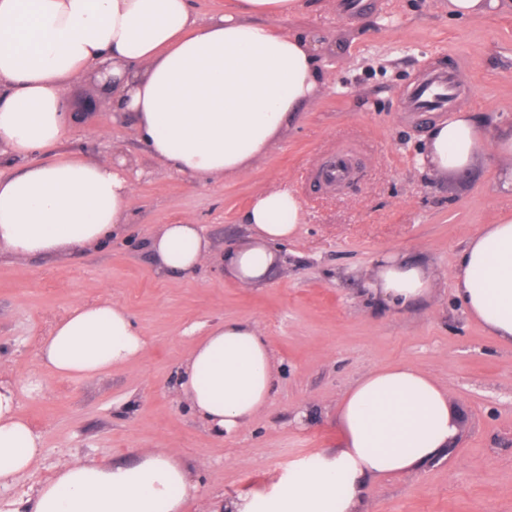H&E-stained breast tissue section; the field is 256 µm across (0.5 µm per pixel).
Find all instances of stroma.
<instances>
[{
	"mask_svg": "<svg viewBox=\"0 0 512 512\" xmlns=\"http://www.w3.org/2000/svg\"><path fill=\"white\" fill-rule=\"evenodd\" d=\"M273 26L322 43L327 69L316 100L296 114L245 175L204 180L168 168L118 120L91 74L67 88L61 140L26 156L0 148V174L77 156L125 160L135 186L122 232L100 247L56 256L0 254V382L43 439V458L0 488L26 501L65 457L129 463L168 448L198 484L185 512L227 495L266 491L294 467L340 444L336 402L374 367L417 365L446 387L461 414L454 449L424 470L370 481L368 512H512V347L489 336L454 293L458 258L481 225L512 212L486 151L471 169L443 176L417 165L436 115L405 109L409 87L449 54L467 55L456 109L486 137L512 125V0L487 18L459 20L448 0H314ZM353 147L356 177L314 186L312 171ZM303 213L297 237L260 286L239 287L219 259L243 242L253 197L280 179ZM199 224L215 260L195 275L158 272L147 247L161 225ZM421 261L431 291L405 307L378 306L368 282L385 252ZM101 298L127 308L148 342L136 361L91 379L55 376L40 345L77 305ZM253 321L278 368L268 406L236 437L212 434L176 389L177 371L206 329Z\"/></svg>",
	"mask_w": 512,
	"mask_h": 512,
	"instance_id": "obj_1",
	"label": "stroma"
}]
</instances>
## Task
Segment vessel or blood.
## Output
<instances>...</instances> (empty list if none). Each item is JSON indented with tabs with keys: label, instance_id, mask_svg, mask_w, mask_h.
I'll return each mask as SVG.
<instances>
[{
	"label": "vessel or blood",
	"instance_id": "vessel-or-blood-1",
	"mask_svg": "<svg viewBox=\"0 0 512 512\" xmlns=\"http://www.w3.org/2000/svg\"><path fill=\"white\" fill-rule=\"evenodd\" d=\"M465 65L464 58L452 57L447 64L432 69L430 75L409 92L406 99L408 111L421 114L447 112L459 96L460 74ZM350 176L348 162L337 155L318 168L314 180L318 185L333 188L344 184Z\"/></svg>",
	"mask_w": 512,
	"mask_h": 512
}]
</instances>
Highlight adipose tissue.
Masks as SVG:
<instances>
[{"label":"adipose tissue","mask_w":512,"mask_h":512,"mask_svg":"<svg viewBox=\"0 0 512 512\" xmlns=\"http://www.w3.org/2000/svg\"><path fill=\"white\" fill-rule=\"evenodd\" d=\"M308 0H232L199 19L191 0H0V146L25 156L55 146L68 123L66 88L93 72L130 115L139 139L170 169L200 179L236 177L274 145L323 84L316 43L274 28ZM512 193V127L486 143L473 113L452 112L427 135L423 163L444 174L470 169L485 148ZM134 185L108 159L58 160L0 175V251L48 256L99 245L123 228ZM247 240L223 262L244 287L278 265L274 246L304 222L295 192H259L243 215ZM149 248L159 270L189 276L209 261L193 220L161 225ZM465 311L512 346V214L481 226L454 271ZM374 299L405 306L428 295L421 263L386 254L370 284ZM148 343L127 310L83 304L59 322L40 356L59 377L93 378L142 356ZM277 364L267 336L247 319L214 325L178 371V390L217 435L233 437L271 400ZM341 442L265 492L224 498L222 512H366L374 478L421 469L452 448L459 419L447 388L416 365L375 367L340 396ZM41 435L0 384V487L33 470ZM197 486L174 451L130 464L59 462L28 500L30 512H183Z\"/></svg>","instance_id":"adipose-tissue-1"}]
</instances>
